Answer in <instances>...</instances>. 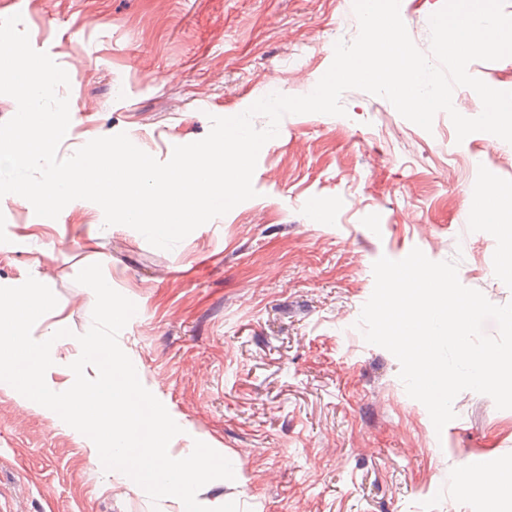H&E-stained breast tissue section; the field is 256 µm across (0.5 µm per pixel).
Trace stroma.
<instances>
[{"label":"stroma","instance_id":"1","mask_svg":"<svg viewBox=\"0 0 512 512\" xmlns=\"http://www.w3.org/2000/svg\"><path fill=\"white\" fill-rule=\"evenodd\" d=\"M443 3L400 0L422 52ZM16 13L32 47L70 76L58 89L72 109L63 158L124 132L167 161L209 133L211 116L237 115L269 87L307 94L335 43L359 32L349 0H0V18ZM341 103L342 116H284L259 153L255 198L169 251L105 226L90 201L51 219L19 195L1 197L0 286L31 276L56 295L32 336L53 339L46 382L62 392L95 303L75 277L101 264L137 306L119 344L182 429L170 455L200 440L233 465L234 480L199 490L204 506L490 512L491 497L462 493L459 479L481 463L512 467V409L466 390L435 430L397 358L368 344L357 321L374 262L415 248L457 261L460 282L490 302L512 301V277L499 271L512 232L481 224L471 206L512 185V150L482 132L457 140L444 112L427 131L380 96L353 89ZM316 207L325 223H312ZM60 326L72 337L54 339ZM0 512L178 508L104 471L87 437L0 382Z\"/></svg>","mask_w":512,"mask_h":512}]
</instances>
